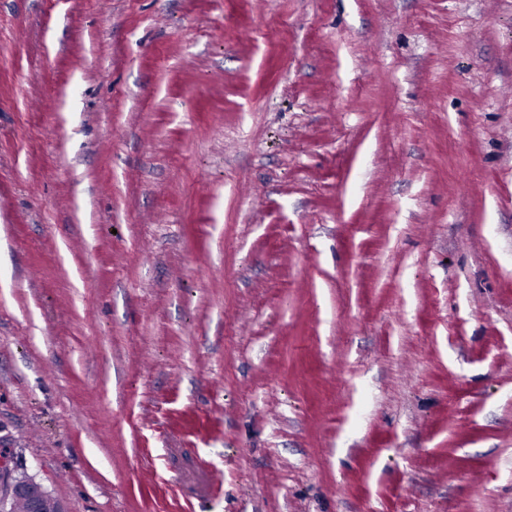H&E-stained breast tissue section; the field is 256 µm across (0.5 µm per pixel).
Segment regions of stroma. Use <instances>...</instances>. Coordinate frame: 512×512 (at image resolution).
<instances>
[{"label":"stroma","mask_w":512,"mask_h":512,"mask_svg":"<svg viewBox=\"0 0 512 512\" xmlns=\"http://www.w3.org/2000/svg\"><path fill=\"white\" fill-rule=\"evenodd\" d=\"M0 267L68 512H512V0H0Z\"/></svg>","instance_id":"obj_1"}]
</instances>
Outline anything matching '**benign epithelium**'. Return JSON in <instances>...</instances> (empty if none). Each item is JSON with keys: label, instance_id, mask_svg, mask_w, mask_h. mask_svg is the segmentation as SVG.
Masks as SVG:
<instances>
[{"label": "benign epithelium", "instance_id": "7a95c632", "mask_svg": "<svg viewBox=\"0 0 512 512\" xmlns=\"http://www.w3.org/2000/svg\"><path fill=\"white\" fill-rule=\"evenodd\" d=\"M9 437L0 438V512H7L9 502L16 496L28 497L30 512H67L60 499L29 474L14 450L7 447Z\"/></svg>", "mask_w": 512, "mask_h": 512}]
</instances>
